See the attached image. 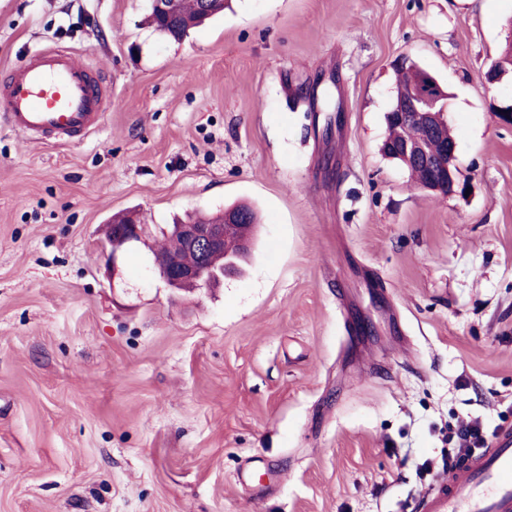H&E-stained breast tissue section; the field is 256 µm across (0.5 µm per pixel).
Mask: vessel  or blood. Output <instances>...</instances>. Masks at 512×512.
Listing matches in <instances>:
<instances>
[{"label": "vessel or blood", "mask_w": 512, "mask_h": 512, "mask_svg": "<svg viewBox=\"0 0 512 512\" xmlns=\"http://www.w3.org/2000/svg\"><path fill=\"white\" fill-rule=\"evenodd\" d=\"M109 90L71 52L45 48L0 71V122L31 142L82 143L105 116ZM421 512H512V431L493 448L437 479Z\"/></svg>", "instance_id": "1"}]
</instances>
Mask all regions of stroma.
<instances>
[{
  "label": "stroma",
  "mask_w": 512,
  "mask_h": 512,
  "mask_svg": "<svg viewBox=\"0 0 512 512\" xmlns=\"http://www.w3.org/2000/svg\"><path fill=\"white\" fill-rule=\"evenodd\" d=\"M149 9L0 0V68L60 46L112 86L75 146L0 123V512H420L458 425L512 428V73L481 78L512 0H235L179 42ZM404 56L450 95L464 193L381 152ZM231 204L240 274L178 292L140 244L109 275L114 214Z\"/></svg>",
  "instance_id": "obj_1"
}]
</instances>
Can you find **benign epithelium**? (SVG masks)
Instances as JSON below:
<instances>
[{
  "label": "benign epithelium",
  "instance_id": "7a95c632",
  "mask_svg": "<svg viewBox=\"0 0 512 512\" xmlns=\"http://www.w3.org/2000/svg\"><path fill=\"white\" fill-rule=\"evenodd\" d=\"M440 89L437 80L430 76L419 88L405 95L394 96L391 117L400 123H414L433 132L441 120L442 113L436 111L435 92ZM457 145L455 139L435 150L423 139H405L393 149L394 157L407 167H419L428 171L426 188L443 195L461 192L464 184L456 164ZM247 225L238 224L233 218L210 224H168L163 233L177 239L183 248L197 257L195 264H181L167 254L152 252L153 271L170 288L183 284H192L197 289L211 288V269L208 260L224 250V239L234 233H241L240 245L244 250L251 247L250 234L245 232ZM149 235L148 225L135 220H127L112 225L111 242L103 249L106 265L112 274L118 272L119 254L133 242H146Z\"/></svg>",
  "mask_w": 512,
  "mask_h": 512
}]
</instances>
